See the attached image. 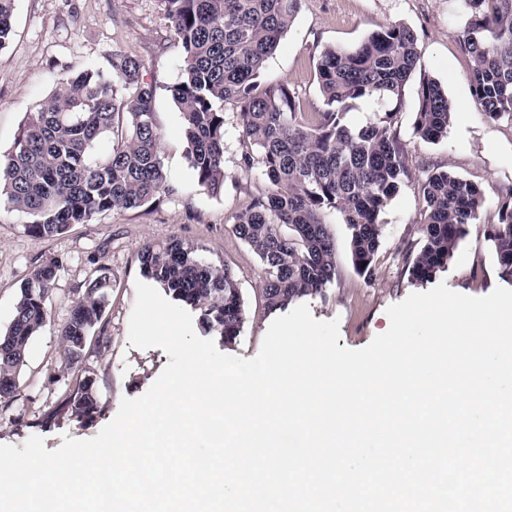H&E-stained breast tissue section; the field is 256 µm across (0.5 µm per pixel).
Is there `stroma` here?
I'll return each instance as SVG.
<instances>
[{
  "label": "stroma",
  "mask_w": 512,
  "mask_h": 512,
  "mask_svg": "<svg viewBox=\"0 0 512 512\" xmlns=\"http://www.w3.org/2000/svg\"><path fill=\"white\" fill-rule=\"evenodd\" d=\"M394 22L418 35L417 68L396 107L397 129L410 158L428 167H448L484 192L480 223L470 225L447 270L437 279L462 294L487 295L501 281L496 254L483 227L496 222L501 202L512 191V121L488 119L473 100V58L460 37L464 17L455 0H301L261 80L288 84L303 111H321L324 102L315 76L321 50L356 46ZM116 53L141 60L145 81L156 88L154 112L169 189L152 206L109 212L92 223L70 225L51 240L27 234L25 216L0 213V332L11 323L20 288L31 271L49 261L59 263L49 304L50 323L31 344L12 405L0 408V444L19 447L37 435L46 449L53 450L66 436L92 438L114 417L122 398L143 395L169 363L162 349L135 348L128 341L135 282L141 277L138 253L146 242L181 238L201 245L207 257L223 260L234 272L245 320L235 342L225 346V354L253 358L276 317L261 294L263 270L258 257L233 232L236 213L264 193L267 182L259 172L241 169L245 147L238 108L228 103L224 106V190L213 195L197 185L186 157L181 114L168 93L182 76L183 60L161 0H15L13 35L0 49V152L12 148L28 113L55 90L63 70L92 65L107 71ZM425 77L442 85L454 107L448 135L436 143L414 136L412 129L416 90ZM421 207L413 182L406 183L388 204L381 215L385 238L377 275L371 281L357 274L351 264L346 224L339 215L329 216L337 276L307 303L315 319H339V346H368L388 329L389 305L410 293L428 291V284L409 280L400 254L404 242L420 238ZM100 266L110 268L115 279L106 315L112 341L108 348L94 351L86 366L95 378L103 411L86 427L69 421L36 426L37 417L75 378L62 364L57 329L69 318L91 271Z\"/></svg>",
  "instance_id": "obj_1"
}]
</instances>
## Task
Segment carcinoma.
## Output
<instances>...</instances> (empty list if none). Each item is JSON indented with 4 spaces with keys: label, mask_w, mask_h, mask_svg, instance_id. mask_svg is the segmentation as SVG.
I'll return each mask as SVG.
<instances>
[{
    "label": "carcinoma",
    "mask_w": 512,
    "mask_h": 512,
    "mask_svg": "<svg viewBox=\"0 0 512 512\" xmlns=\"http://www.w3.org/2000/svg\"><path fill=\"white\" fill-rule=\"evenodd\" d=\"M183 55L181 80L169 89L182 115L187 159L198 186L224 188V103L239 108L248 151L245 168L257 167L267 190L234 217L233 231L263 266L262 294L270 310H284L322 293L337 276L336 249L326 217L338 213L349 231L350 260L374 278L385 236L380 215L408 182L418 184L423 205L418 242L408 243L404 267L424 283L448 268L471 224L481 223V188L436 167L419 177L406 144L394 129L398 113L384 108L401 99L416 69L417 35L391 23L357 47L324 48L316 63L322 112H303L286 84L263 87L261 72L292 26L300 0H162ZM466 16L461 31L473 57L474 101L491 120L512 119V0H457ZM14 0H0V47L12 31ZM130 55L112 56V71L91 65L59 75L52 95L21 128L12 149L0 155V208L29 218L26 233L41 239L89 224L106 212L152 204L167 187L155 121L156 89ZM373 108L363 122L349 117L352 102ZM414 112L415 136L435 143L448 133L453 106L440 83L422 80ZM499 278L512 284V192L487 225ZM142 277L172 300L198 312L207 335L233 343L244 323L238 282L224 263L172 237L145 244ZM57 262L33 269L20 289L8 329L0 333V407L18 388L32 339L49 325L48 305ZM112 273L93 271L59 329L65 368H79L95 338L111 343L105 316ZM102 405L95 379L83 376L32 425L96 421Z\"/></svg>",
    "instance_id": "obj_1"
}]
</instances>
